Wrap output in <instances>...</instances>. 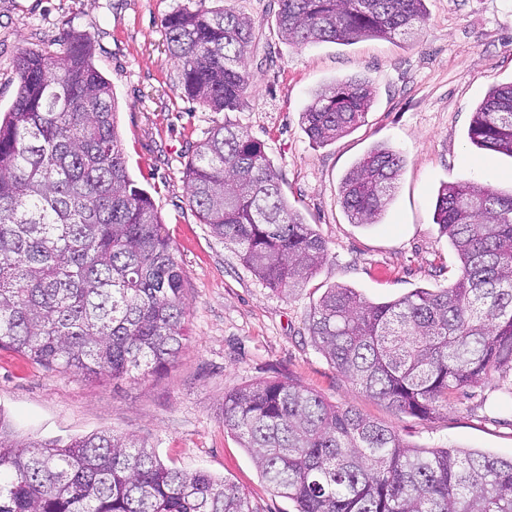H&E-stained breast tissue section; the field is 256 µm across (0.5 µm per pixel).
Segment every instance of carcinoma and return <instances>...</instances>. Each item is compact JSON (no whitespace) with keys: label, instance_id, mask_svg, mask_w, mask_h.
<instances>
[{"label":"carcinoma","instance_id":"cac0c4a2","mask_svg":"<svg viewBox=\"0 0 512 512\" xmlns=\"http://www.w3.org/2000/svg\"><path fill=\"white\" fill-rule=\"evenodd\" d=\"M188 4L162 21L181 92L239 112L253 19ZM426 0H278L277 26L303 47L391 39ZM16 97L0 116V347L48 372L120 379L166 368L188 339L187 280L150 194L130 176L112 85L73 34L12 61ZM366 82H335L301 113L326 144L362 122ZM477 147L512 158V83L477 108ZM401 157L375 148L344 176L355 224L374 223ZM189 202L269 287L287 292L328 256L288 206L264 144L226 120L191 146ZM435 223L460 262L449 287L366 301L327 289L311 312L316 348L362 390L421 420L448 397L492 381L512 392V193L445 185ZM224 426L297 512H512V456L404 444L392 428L290 380L224 394ZM0 512H254L233 481L165 465L132 436L96 432L60 445L22 441L0 415Z\"/></svg>","mask_w":512,"mask_h":512}]
</instances>
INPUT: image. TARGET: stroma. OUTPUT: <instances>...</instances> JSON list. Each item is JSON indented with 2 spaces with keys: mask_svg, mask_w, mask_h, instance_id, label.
I'll return each mask as SVG.
<instances>
[{
  "mask_svg": "<svg viewBox=\"0 0 512 512\" xmlns=\"http://www.w3.org/2000/svg\"><path fill=\"white\" fill-rule=\"evenodd\" d=\"M187 0H0V111L18 88L11 60L24 49L78 32L118 101L117 125L132 178L153 197L187 275L189 339L158 373L88 380L50 373L0 349V414L16 433L69 440L106 431L131 435L168 466L235 482L256 512H296L261 479L239 438L224 426L225 392L259 379H292L351 406L420 448L512 455V395L486 384L421 420L389 408L341 376L316 349L309 314L326 288L344 285L371 302L417 288L449 286L458 260L434 222L442 185L474 182L512 190V158L474 146V112L512 82V0H427L408 34L352 45H288L277 0H229L255 21L247 68L252 95L223 115L186 99L161 22ZM357 79L373 90L364 123L327 145L313 143L301 114L314 94ZM231 120L261 141L288 204L326 241L328 258L307 283L267 288L233 245L200 224L184 176L190 143ZM378 144L404 166L375 224L350 223L340 183Z\"/></svg>",
  "mask_w": 512,
  "mask_h": 512,
  "instance_id": "stroma-1",
  "label": "stroma"
}]
</instances>
